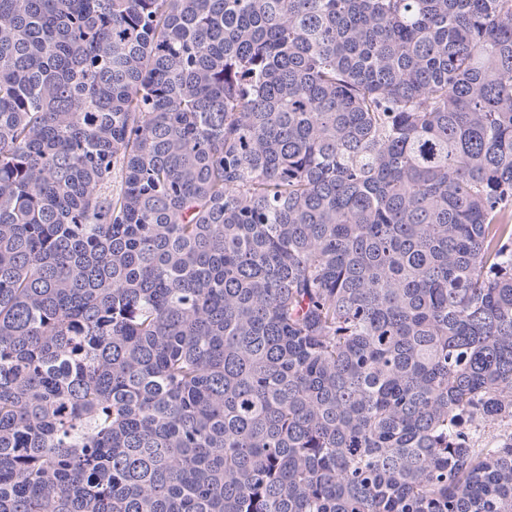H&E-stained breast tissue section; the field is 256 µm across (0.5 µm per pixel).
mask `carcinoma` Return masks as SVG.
<instances>
[{"label": "carcinoma", "instance_id": "carcinoma-1", "mask_svg": "<svg viewBox=\"0 0 512 512\" xmlns=\"http://www.w3.org/2000/svg\"><path fill=\"white\" fill-rule=\"evenodd\" d=\"M0 512H512V0H0Z\"/></svg>", "mask_w": 512, "mask_h": 512}]
</instances>
